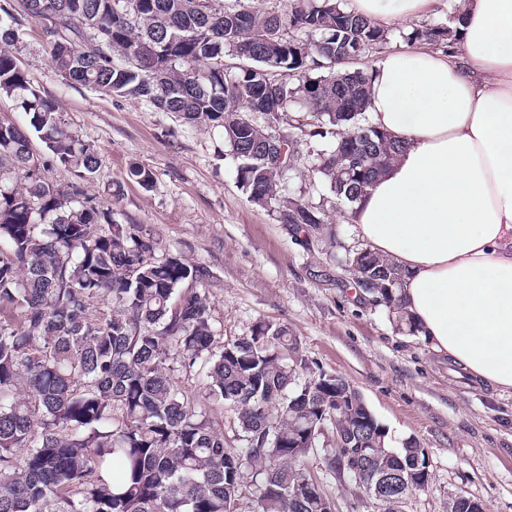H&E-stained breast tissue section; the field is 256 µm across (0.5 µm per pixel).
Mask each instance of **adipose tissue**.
<instances>
[{
    "mask_svg": "<svg viewBox=\"0 0 512 512\" xmlns=\"http://www.w3.org/2000/svg\"><path fill=\"white\" fill-rule=\"evenodd\" d=\"M446 0H350L378 24ZM373 125L404 141L350 213L352 245L388 257L414 330L467 377L512 393V0H464L451 46L384 55Z\"/></svg>",
    "mask_w": 512,
    "mask_h": 512,
    "instance_id": "ef3b65f1",
    "label": "adipose tissue"
}]
</instances>
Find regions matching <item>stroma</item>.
<instances>
[{"instance_id":"1","label":"stroma","mask_w":512,"mask_h":512,"mask_svg":"<svg viewBox=\"0 0 512 512\" xmlns=\"http://www.w3.org/2000/svg\"><path fill=\"white\" fill-rule=\"evenodd\" d=\"M12 52L97 153L88 193L111 203L119 221L150 225L160 252L206 269L218 342L249 334L260 321L288 326L315 367L362 395L393 447L413 439L425 448L430 479L409 495L407 512H448L459 495L480 499L486 512H512V395L475 386L418 336L399 330L385 308L356 297L341 265L348 211L320 174L291 170L284 186L289 196L323 202L336 248L292 236L273 207L250 201L222 128L191 126L138 100L68 84L55 74L43 28L32 19ZM134 165L151 171L152 187L129 179ZM323 457L309 453L303 466L336 512H377L366 491L338 477Z\"/></svg>"}]
</instances>
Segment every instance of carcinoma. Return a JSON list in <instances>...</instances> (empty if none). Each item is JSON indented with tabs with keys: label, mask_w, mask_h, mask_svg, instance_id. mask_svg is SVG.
Returning a JSON list of instances; mask_svg holds the SVG:
<instances>
[{
	"label": "carcinoma",
	"mask_w": 512,
	"mask_h": 512,
	"mask_svg": "<svg viewBox=\"0 0 512 512\" xmlns=\"http://www.w3.org/2000/svg\"><path fill=\"white\" fill-rule=\"evenodd\" d=\"M30 2L64 80L223 128L242 188L297 235L320 229L324 209L280 195L281 168L317 172L355 204L401 150L367 117L369 70L338 71L330 54L339 42L372 57L391 33L342 0ZM14 10L0 5V95L20 100L74 179L50 180L27 133L0 123V512H239L247 490L254 512H326L300 486L306 442L331 411L350 433L360 399L336 412V377L312 369L285 325L217 343L205 268L158 253L150 226L119 222L86 193L98 157L9 50ZM461 14L399 37L448 44ZM303 140L322 148L304 152ZM340 148L358 152L355 168ZM365 255L358 286L413 331L397 269ZM198 366L199 390L180 389L173 373ZM211 403L231 412L241 446L224 442ZM358 438L377 469L410 452L388 455L377 424Z\"/></svg>",
	"instance_id": "1"
}]
</instances>
